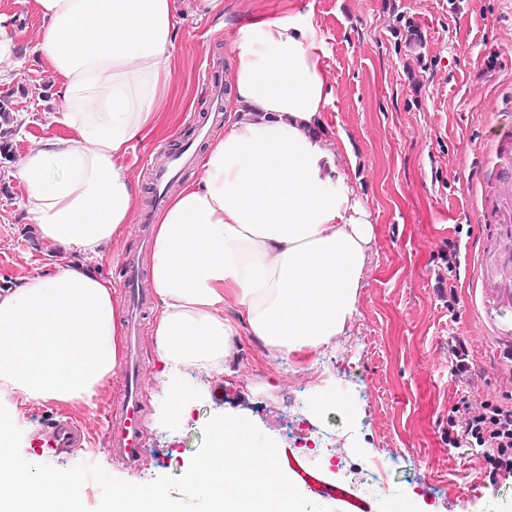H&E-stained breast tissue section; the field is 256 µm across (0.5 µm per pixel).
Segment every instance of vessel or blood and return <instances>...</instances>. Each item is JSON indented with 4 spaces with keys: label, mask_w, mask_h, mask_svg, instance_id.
Returning a JSON list of instances; mask_svg holds the SVG:
<instances>
[{
    "label": "vessel or blood",
    "mask_w": 512,
    "mask_h": 512,
    "mask_svg": "<svg viewBox=\"0 0 512 512\" xmlns=\"http://www.w3.org/2000/svg\"><path fill=\"white\" fill-rule=\"evenodd\" d=\"M495 125L499 130L490 143L495 157L492 167L482 172L483 178L497 180L501 193L492 201L503 232L502 262L497 279L480 278V299L483 317L494 330L501 343L512 346V109L503 108L496 114ZM126 266V319L124 324L123 394L119 407L107 413L106 445L112 457L127 468H137L140 463L142 424V396L139 372L142 363L140 332L143 314L150 304V296L141 282L143 270L135 259ZM52 445L56 448H82L90 441L81 424L70 417L52 419Z\"/></svg>",
    "instance_id": "vessel-or-blood-1"
}]
</instances>
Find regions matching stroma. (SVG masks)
Segmentation results:
<instances>
[{"mask_svg": "<svg viewBox=\"0 0 512 512\" xmlns=\"http://www.w3.org/2000/svg\"><path fill=\"white\" fill-rule=\"evenodd\" d=\"M310 14L314 51L328 73L324 119L331 141L349 138L356 167L350 180L373 221L364 285L344 335L319 352L289 358L268 351L249 332L222 379L192 368L188 412L169 416L171 399L144 328L140 385L144 395L143 464L126 468L102 439L108 404H119L122 376L104 381L95 407L70 408L93 437L88 448L57 449L44 441L62 409L53 401L21 406L20 450L34 464L67 470L96 464L121 480L146 484L189 467L202 429L215 415L251 420L279 448L284 473L301 466L296 486L307 498L342 512L345 501L366 512H391L390 495L407 494L409 512H512V479L493 489L480 450L449 447L448 412L465 394L497 399L511 389L501 343L480 319L470 288L474 274L497 264V225L477 197L496 184L480 181L491 162L495 114L512 105V0H293ZM279 0H224V19L178 0L177 70L168 89L174 132L136 143L127 163L140 176L139 210L150 209L152 170L146 159L191 144L204 150L220 129L210 90L199 78L207 57H223L254 12L278 11ZM21 37L17 60L0 64V99L13 110L0 125L9 146L0 156V289L54 266L82 262L73 250L47 245L22 207L25 185L15 165L37 139L56 133L51 116L62 83L37 53L41 20L18 0H0ZM458 249L456 265L448 248ZM99 274L123 293L125 257L148 266L136 225L102 247ZM457 289L449 306L448 289ZM465 339L478 374L464 386L448 371V339ZM323 393L352 407L316 408Z\"/></svg>", "mask_w": 512, "mask_h": 512, "instance_id": "35a3bbf8", "label": "stroma"}]
</instances>
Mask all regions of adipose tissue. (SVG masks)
Segmentation results:
<instances>
[{
    "mask_svg": "<svg viewBox=\"0 0 512 512\" xmlns=\"http://www.w3.org/2000/svg\"><path fill=\"white\" fill-rule=\"evenodd\" d=\"M42 22L39 53L62 81L59 133L16 175L44 241L84 255L0 291V512H78L76 476L30 477L12 450L20 401L93 405L119 363V302L91 266L136 217L133 145L170 131L175 0H23ZM308 15L253 17L231 45L233 112L197 175L154 226L155 354L175 410L189 368L215 375L236 355L239 320L264 348L317 352L343 334L365 279L371 215L350 186L348 144L328 141V74ZM234 306L236 317L224 314Z\"/></svg>",
    "mask_w": 512,
    "mask_h": 512,
    "instance_id": "adipose-tissue-1",
    "label": "adipose tissue"
}]
</instances>
